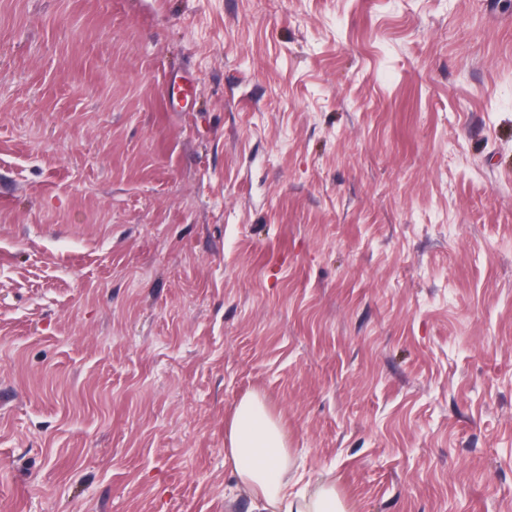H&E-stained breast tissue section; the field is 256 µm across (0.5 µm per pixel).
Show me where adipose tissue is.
I'll return each mask as SVG.
<instances>
[{
    "mask_svg": "<svg viewBox=\"0 0 512 512\" xmlns=\"http://www.w3.org/2000/svg\"><path fill=\"white\" fill-rule=\"evenodd\" d=\"M224 461L254 512H348L333 484L289 489L284 476L295 461L279 418L260 395L236 405L224 431Z\"/></svg>",
    "mask_w": 512,
    "mask_h": 512,
    "instance_id": "ef3b65f1",
    "label": "adipose tissue"
}]
</instances>
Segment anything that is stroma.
<instances>
[{"label":"stroma","mask_w":512,"mask_h":512,"mask_svg":"<svg viewBox=\"0 0 512 512\" xmlns=\"http://www.w3.org/2000/svg\"><path fill=\"white\" fill-rule=\"evenodd\" d=\"M251 393L512 512V0H0V512H251Z\"/></svg>","instance_id":"1"}]
</instances>
